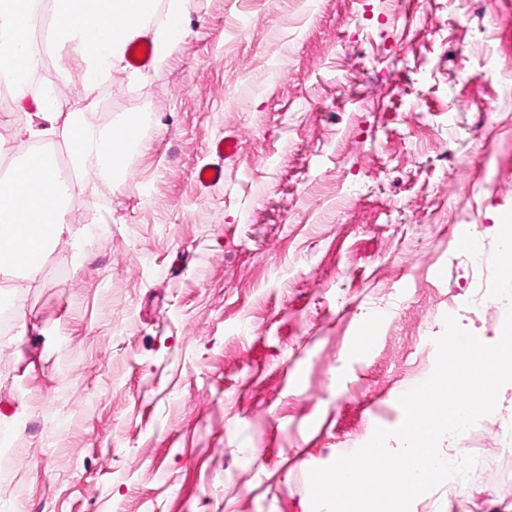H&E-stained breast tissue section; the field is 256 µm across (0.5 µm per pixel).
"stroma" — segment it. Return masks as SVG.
I'll return each mask as SVG.
<instances>
[{"instance_id": "stroma-1", "label": "stroma", "mask_w": 512, "mask_h": 512, "mask_svg": "<svg viewBox=\"0 0 512 512\" xmlns=\"http://www.w3.org/2000/svg\"><path fill=\"white\" fill-rule=\"evenodd\" d=\"M147 77L84 98L145 118L113 178L85 173L35 279L0 272V512H312L309 472L403 421L444 319L486 343L465 240L512 210V0H188ZM38 95L0 112L14 164ZM234 133L224 181L203 188ZM370 336L365 347L356 338ZM493 461L410 512H512ZM239 149V139L237 136H226L220 139L212 146V152L218 159V162H210L204 165L197 173V181L204 187L216 185L224 181V161L231 159ZM207 171L212 172V176L205 178Z\"/></svg>"}]
</instances>
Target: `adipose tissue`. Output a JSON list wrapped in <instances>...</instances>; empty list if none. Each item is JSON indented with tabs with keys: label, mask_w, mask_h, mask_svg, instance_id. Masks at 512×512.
<instances>
[{
	"label": "adipose tissue",
	"mask_w": 512,
	"mask_h": 512,
	"mask_svg": "<svg viewBox=\"0 0 512 512\" xmlns=\"http://www.w3.org/2000/svg\"><path fill=\"white\" fill-rule=\"evenodd\" d=\"M38 0H0V74L36 71L42 58L34 47ZM45 41L50 49L77 58L83 91L93 95L104 78L124 72L133 80L141 70L130 68L126 48L140 36L150 37L156 58L163 59L189 34L186 0H49ZM37 122H26L19 135L47 144L62 138L74 178L61 180L54 156L26 158L21 168L34 176L33 200L20 202L17 186L0 181V269L35 278L52 247L71 235L68 201L82 188L81 174L93 170L104 179L140 148L142 113L130 112L108 127H89L78 112H62L53 97L38 102Z\"/></svg>",
	"instance_id": "adipose-tissue-1"
}]
</instances>
